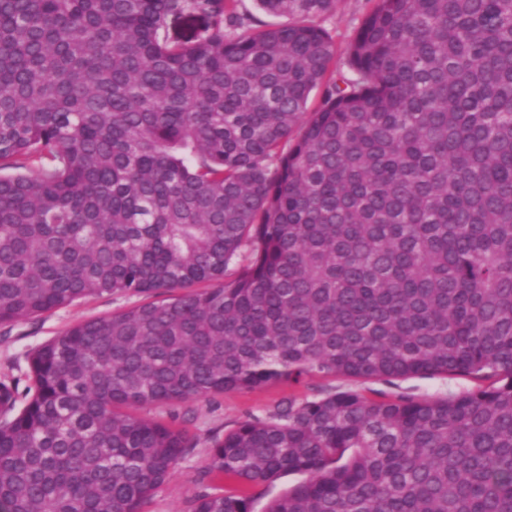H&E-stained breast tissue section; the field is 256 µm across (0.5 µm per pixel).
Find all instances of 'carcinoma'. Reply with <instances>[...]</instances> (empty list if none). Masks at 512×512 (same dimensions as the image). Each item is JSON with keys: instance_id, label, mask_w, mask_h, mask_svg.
I'll list each match as a JSON object with an SVG mask.
<instances>
[{"instance_id": "carcinoma-1", "label": "carcinoma", "mask_w": 512, "mask_h": 512, "mask_svg": "<svg viewBox=\"0 0 512 512\" xmlns=\"http://www.w3.org/2000/svg\"><path fill=\"white\" fill-rule=\"evenodd\" d=\"M238 2L0 0V324L146 296L0 380V508L145 512L196 443L136 409L446 375L242 421L188 512H512V0H376L354 78L333 0Z\"/></svg>"}]
</instances>
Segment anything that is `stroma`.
Listing matches in <instances>:
<instances>
[{
    "label": "stroma",
    "mask_w": 512,
    "mask_h": 512,
    "mask_svg": "<svg viewBox=\"0 0 512 512\" xmlns=\"http://www.w3.org/2000/svg\"><path fill=\"white\" fill-rule=\"evenodd\" d=\"M374 5L375 0H336L330 11L314 17V24L325 29L335 44V69L347 71L349 45ZM140 300V295L132 293L102 295L0 327V379L15 380L18 393H25L27 356L31 350L76 322L122 311ZM472 386L468 379L443 375L398 379L389 383L359 382L342 376L314 377L300 385L281 382L245 392H227L193 403L150 408V416L188 431L197 446L179 461L168 481L153 495L146 512H185L188 502L204 490L201 473L207 463L212 437L223 435L246 419L266 417L282 400L300 401L318 390L326 393L357 391L370 398L380 393L416 398L444 397Z\"/></svg>",
    "instance_id": "stroma-1"
}]
</instances>
